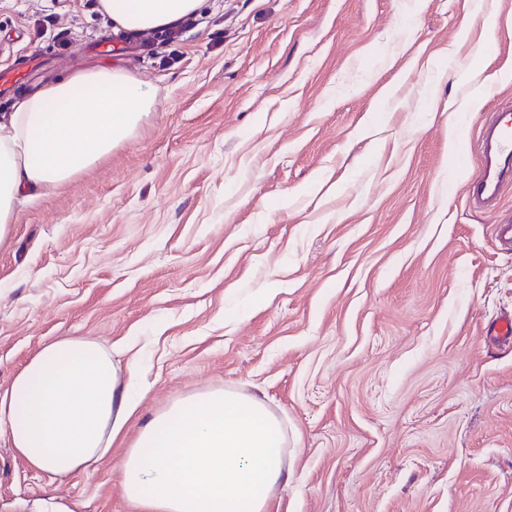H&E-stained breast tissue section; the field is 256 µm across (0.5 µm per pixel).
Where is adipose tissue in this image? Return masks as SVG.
<instances>
[{"instance_id": "ef3b65f1", "label": "adipose tissue", "mask_w": 512, "mask_h": 512, "mask_svg": "<svg viewBox=\"0 0 512 512\" xmlns=\"http://www.w3.org/2000/svg\"><path fill=\"white\" fill-rule=\"evenodd\" d=\"M202 0H99L117 31L179 23ZM152 87L105 65L51 82L0 115V241L26 199L72 180L130 138ZM133 363L80 338L46 344L0 393V431L36 471L96 465L146 397ZM284 421L258 395L214 388L154 412L121 459L137 512H265L288 477Z\"/></svg>"}]
</instances>
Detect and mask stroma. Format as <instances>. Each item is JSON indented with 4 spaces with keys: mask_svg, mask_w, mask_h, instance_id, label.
I'll return each mask as SVG.
<instances>
[{
    "mask_svg": "<svg viewBox=\"0 0 512 512\" xmlns=\"http://www.w3.org/2000/svg\"><path fill=\"white\" fill-rule=\"evenodd\" d=\"M31 50L56 77L123 69L155 104L0 242V392L65 337L149 392L86 473L34 471L1 433L0 512H135L138 430L218 387L288 426L266 512H512V343L486 334L512 314V191L478 211L450 177L512 92V0H203L144 46L97 0H0V65Z\"/></svg>",
    "mask_w": 512,
    "mask_h": 512,
    "instance_id": "stroma-1",
    "label": "stroma"
}]
</instances>
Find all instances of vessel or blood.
Instances as JSON below:
<instances>
[{
    "instance_id": "b4317fda",
    "label": "vessel or blood",
    "mask_w": 512,
    "mask_h": 512,
    "mask_svg": "<svg viewBox=\"0 0 512 512\" xmlns=\"http://www.w3.org/2000/svg\"><path fill=\"white\" fill-rule=\"evenodd\" d=\"M44 61L30 56L25 69L0 67V90L33 80L43 69ZM470 152L476 169L466 182L464 195L472 206L495 204L503 193L512 190V96L498 98L481 122Z\"/></svg>"
}]
</instances>
